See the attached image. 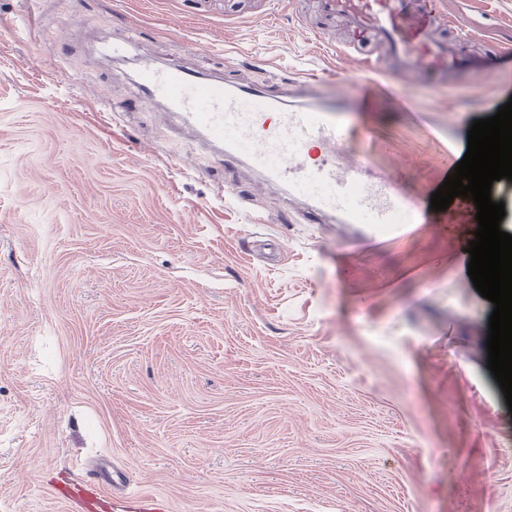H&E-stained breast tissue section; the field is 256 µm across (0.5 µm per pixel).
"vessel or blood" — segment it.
I'll return each mask as SVG.
<instances>
[{
    "mask_svg": "<svg viewBox=\"0 0 512 512\" xmlns=\"http://www.w3.org/2000/svg\"><path fill=\"white\" fill-rule=\"evenodd\" d=\"M317 7L325 18L345 22L355 39L370 35L385 44L384 58L362 55L355 40L346 45L357 74L388 73L469 93L473 78L485 71L482 50L488 40L460 32L455 18L432 0H318ZM139 87L144 95L163 99L183 125L197 130L224 157L248 159L268 181L287 185L289 193L307 194L304 223L318 224L333 215L340 223L363 225L370 238L404 236L410 225L433 218L462 226L467 240L475 238L472 199L455 198L446 210L429 214L432 187L402 194L396 174L375 169L370 153L343 152V144L359 135L376 138L374 129L362 131L352 122L353 85L315 106L307 98L318 84L304 75L272 91L211 79L193 69L149 68ZM401 213L406 216L402 223L397 220ZM125 486V475L105 458L87 477L56 483L51 494L64 512H168L163 498Z\"/></svg>",
    "mask_w": 512,
    "mask_h": 512,
    "instance_id": "1",
    "label": "vessel or blood"
}]
</instances>
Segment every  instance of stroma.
Listing matches in <instances>:
<instances>
[{
  "instance_id": "obj_1",
  "label": "stroma",
  "mask_w": 512,
  "mask_h": 512,
  "mask_svg": "<svg viewBox=\"0 0 512 512\" xmlns=\"http://www.w3.org/2000/svg\"><path fill=\"white\" fill-rule=\"evenodd\" d=\"M512 45V0H441ZM0 0V512H63L100 457L169 512H512L494 305L462 229L365 240L217 157L144 66L278 85L355 78L288 0ZM37 34L27 32L29 18ZM377 76L376 167L437 185L441 128L512 96Z\"/></svg>"
}]
</instances>
